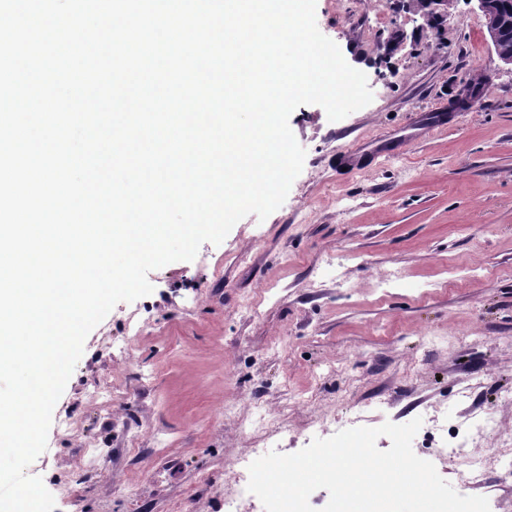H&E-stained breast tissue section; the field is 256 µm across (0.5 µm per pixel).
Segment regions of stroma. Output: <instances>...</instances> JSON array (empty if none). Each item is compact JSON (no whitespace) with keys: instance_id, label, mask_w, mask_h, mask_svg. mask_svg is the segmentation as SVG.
<instances>
[{"instance_id":"1","label":"stroma","mask_w":512,"mask_h":512,"mask_svg":"<svg viewBox=\"0 0 512 512\" xmlns=\"http://www.w3.org/2000/svg\"><path fill=\"white\" fill-rule=\"evenodd\" d=\"M315 17L372 102L335 122L296 108L306 156L283 205L150 271L153 292L88 334L55 408L109 455L88 466L78 442L49 431L27 472L54 512H224L257 444L242 421L275 418L272 446L290 454L322 436V417L340 431L361 413L405 424L421 404L452 426L474 407L492 418L469 450L481 485L436 469L512 512L499 465L512 457V67L475 0H454L437 32L410 0H316ZM395 31L400 47L382 50ZM468 83L475 105L450 110ZM379 145L395 156L374 158ZM93 381L118 389L111 419L84 393Z\"/></svg>"}]
</instances>
